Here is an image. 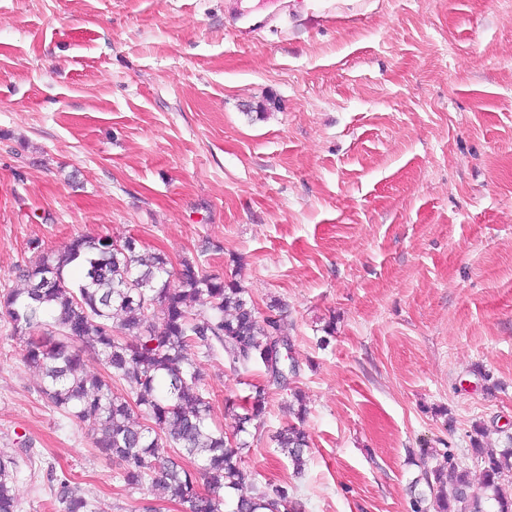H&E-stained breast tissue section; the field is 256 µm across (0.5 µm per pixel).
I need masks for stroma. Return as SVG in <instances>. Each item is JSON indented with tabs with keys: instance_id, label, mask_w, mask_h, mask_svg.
Returning a JSON list of instances; mask_svg holds the SVG:
<instances>
[{
	"instance_id": "obj_1",
	"label": "stroma",
	"mask_w": 512,
	"mask_h": 512,
	"mask_svg": "<svg viewBox=\"0 0 512 512\" xmlns=\"http://www.w3.org/2000/svg\"><path fill=\"white\" fill-rule=\"evenodd\" d=\"M0 0V289L38 251L128 236L279 300L300 371L244 438L302 512H410L420 451L512 435V0ZM334 325L326 336V325ZM0 321V453L21 512L51 475L129 512L85 426ZM217 425L264 383L195 354ZM494 385L484 392L482 374ZM307 397L310 461L276 448Z\"/></svg>"
}]
</instances>
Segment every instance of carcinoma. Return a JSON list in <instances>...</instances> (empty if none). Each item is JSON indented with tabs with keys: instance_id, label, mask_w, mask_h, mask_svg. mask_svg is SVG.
Instances as JSON below:
<instances>
[{
	"instance_id": "obj_1",
	"label": "carcinoma",
	"mask_w": 512,
	"mask_h": 512,
	"mask_svg": "<svg viewBox=\"0 0 512 512\" xmlns=\"http://www.w3.org/2000/svg\"><path fill=\"white\" fill-rule=\"evenodd\" d=\"M167 265L133 237L116 245L108 237L77 236L61 252L39 253L22 270L26 287L0 291V317L24 342L23 359L40 373L41 395L86 426L126 486L147 484L161 499L188 504L189 512H223L226 495L235 491L230 512H295L287 483L269 481L240 493L251 473L242 461L248 442L239 435L262 416L266 385H252L232 404L229 437L214 425L202 373L190 356L222 352L234 371L257 366L275 384L286 383L297 361L282 330V305L271 301V314L261 316L237 280L204 274L189 260L175 272ZM87 354L107 375L84 371ZM288 410L298 423L273 441L297 477L309 449L300 392H293ZM485 435L477 424L470 436L480 488L458 455L436 449L445 464L424 467L426 489L411 485V512H512V445L486 448ZM17 468L15 456L0 453V512H20ZM50 492L56 512H92L88 493L66 477Z\"/></svg>"
}]
</instances>
